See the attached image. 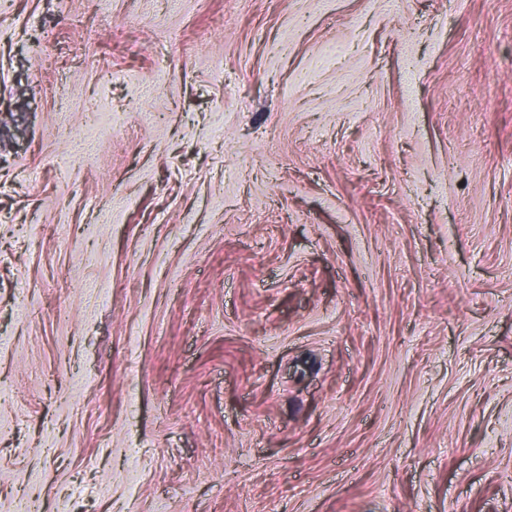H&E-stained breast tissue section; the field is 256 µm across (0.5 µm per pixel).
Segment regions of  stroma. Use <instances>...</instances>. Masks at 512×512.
<instances>
[{
	"label": "stroma",
	"instance_id": "obj_1",
	"mask_svg": "<svg viewBox=\"0 0 512 512\" xmlns=\"http://www.w3.org/2000/svg\"><path fill=\"white\" fill-rule=\"evenodd\" d=\"M512 512V0H0V512Z\"/></svg>",
	"mask_w": 512,
	"mask_h": 512
}]
</instances>
